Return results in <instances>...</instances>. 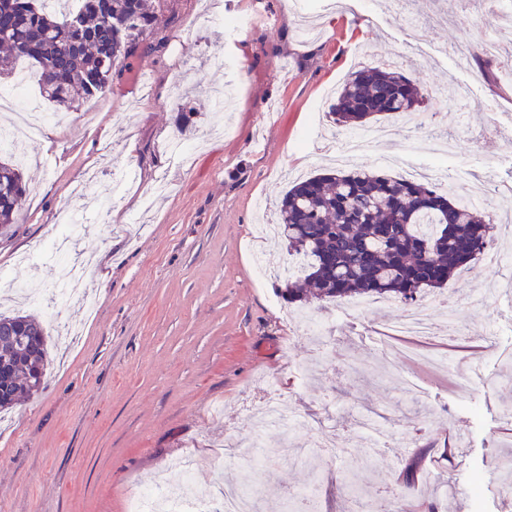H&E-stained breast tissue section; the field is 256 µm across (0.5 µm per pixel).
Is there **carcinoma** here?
Segmentation results:
<instances>
[{"label":"carcinoma","mask_w":512,"mask_h":512,"mask_svg":"<svg viewBox=\"0 0 512 512\" xmlns=\"http://www.w3.org/2000/svg\"><path fill=\"white\" fill-rule=\"evenodd\" d=\"M44 0H0V72L28 61L41 97L58 108L104 92L120 59L151 31L152 0H81L61 16ZM417 83L383 65L353 73L330 113L344 128L378 117L404 120L419 104ZM26 193L21 169L0 158V233ZM277 238L301 261L283 278L287 303L378 297L408 306L448 286L495 241L485 210L467 207L414 179L353 169L295 182L276 204ZM47 336L29 315L0 314V411L37 393Z\"/></svg>","instance_id":"carcinoma-1"}]
</instances>
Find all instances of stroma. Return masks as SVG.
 <instances>
[{
    "instance_id": "1",
    "label": "stroma",
    "mask_w": 512,
    "mask_h": 512,
    "mask_svg": "<svg viewBox=\"0 0 512 512\" xmlns=\"http://www.w3.org/2000/svg\"><path fill=\"white\" fill-rule=\"evenodd\" d=\"M317 15L305 38L291 0H156L155 23L103 95L76 101L65 124H51L32 163L30 186L12 230L0 236V313L35 316L48 335L44 387L0 419V512H127L133 490L185 454L195 455V490L255 485L258 512H277L289 489L316 485L320 512H345L354 493L351 459L365 460L368 489L395 492L402 505L436 512H512L501 485L512 473V265L460 271L448 289L430 291L436 328L442 306L462 304L466 338L488 351L458 360L436 337L397 342V368L384 365L383 330L404 310L372 302L358 317L340 305L286 303L267 257L288 262L284 244L254 235L275 222L272 201L294 181L330 167L307 136L331 124L328 93L360 66L400 69L421 88L410 121L446 123L456 139L438 168L512 182V39L496 61L453 49L489 28L512 26L495 0H471L465 19L418 39L420 20H399L358 0L356 11ZM254 16L239 35H220L213 18ZM223 62H216L215 53ZM196 88L185 108L171 105L176 81ZM136 177L112 194L113 168ZM83 198H73L76 183ZM113 197L106 217L94 202ZM77 214L68 254L48 252L63 210ZM45 251L35 268L18 267ZM93 263L81 286L93 314L61 297L62 270ZM308 312L339 352L318 350ZM299 396L308 424L289 437L270 434L264 475L240 454L214 456L212 441L244 445L245 400L267 383ZM387 423L394 441L367 456L356 417ZM424 459L405 487L402 465Z\"/></svg>"
}]
</instances>
